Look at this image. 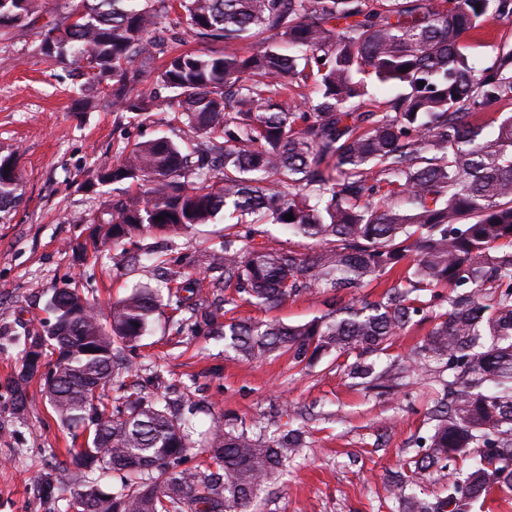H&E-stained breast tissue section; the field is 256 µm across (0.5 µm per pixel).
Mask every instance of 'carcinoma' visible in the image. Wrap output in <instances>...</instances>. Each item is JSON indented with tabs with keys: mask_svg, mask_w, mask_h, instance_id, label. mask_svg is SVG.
I'll return each instance as SVG.
<instances>
[{
	"mask_svg": "<svg viewBox=\"0 0 512 512\" xmlns=\"http://www.w3.org/2000/svg\"><path fill=\"white\" fill-rule=\"evenodd\" d=\"M34 13V0H0V29ZM489 20L511 23L512 0H76L40 47L78 66L93 57L92 76L112 78V105L140 115L154 96L135 88L167 56L157 85L200 139L192 156L160 137L116 162L95 160L90 182L145 190L79 216L94 237L177 235L224 211L313 241L302 254L226 236L197 257L199 268H224L222 288L255 306L312 287L363 288L406 264L378 302L351 300L299 325L224 324L234 356L354 353L352 377L383 387L395 376L362 356L411 325L422 293L448 289V308L426 315L427 339L401 369L448 367L431 434L389 481L404 512H470L512 493V113L498 115L492 136L475 121L512 100V48L477 70L462 44ZM183 26L224 49L166 55L165 33ZM369 78L404 92L379 111ZM17 190L13 156L0 157V210ZM184 301L135 287L104 317L66 283L48 302L54 322L24 335L16 404L25 406L31 348L43 337L40 356L55 358L47 400L62 425L87 434L63 461L87 478L68 503L78 512H246L298 454L296 432L221 421L197 444L170 402L142 395L127 352L156 311ZM120 376L130 382L106 395ZM192 449L211 463L180 468ZM459 459L468 467L449 470ZM99 471L118 486L100 490ZM430 478L446 489L433 502L417 493Z\"/></svg>",
	"mask_w": 512,
	"mask_h": 512,
	"instance_id": "carcinoma-1",
	"label": "carcinoma"
}]
</instances>
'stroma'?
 <instances>
[{
	"instance_id": "stroma-1",
	"label": "stroma",
	"mask_w": 512,
	"mask_h": 512,
	"mask_svg": "<svg viewBox=\"0 0 512 512\" xmlns=\"http://www.w3.org/2000/svg\"><path fill=\"white\" fill-rule=\"evenodd\" d=\"M70 0H38L34 23L0 31V157L14 156L20 200L0 212V512H65L82 484L74 469L51 466L65 459L71 434L57 420L39 382L27 386L26 409L14 400L21 354L13 339L40 329L50 314L54 288L72 280L101 313L139 283L157 284L153 268L130 264L150 253L169 270L189 272L197 253L223 244L225 234L268 249L305 253L312 244L277 224H237L217 216L165 240L138 234L77 259L84 241L79 216L99 209L111 186L87 187L95 158L118 160L130 144L168 136L188 138L166 97L149 115L116 112L104 81L79 84L70 62H48L39 48L48 30L67 15ZM332 295L320 288L272 309L243 301L224 307L226 318L310 322L329 310ZM180 313L156 312L137 347L136 362L148 394H167L200 428L232 420L255 430L301 429L305 444L286 474L265 488L247 512H398L385 491L388 473L414 455L426 435L434 386L445 372L428 368L390 392L356 386L346 357L329 354L300 364L290 354L242 361L224 350L223 337L202 327L179 331Z\"/></svg>"
}]
</instances>
